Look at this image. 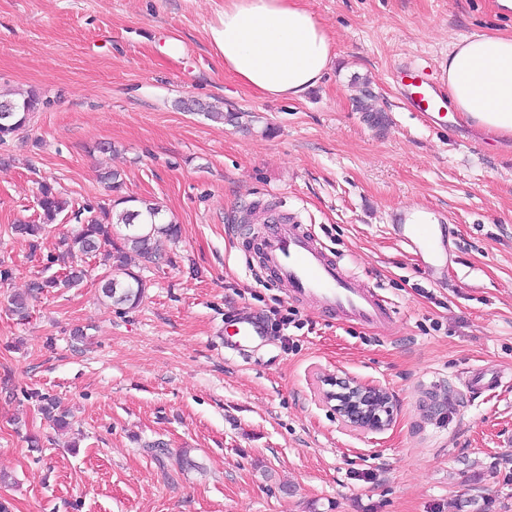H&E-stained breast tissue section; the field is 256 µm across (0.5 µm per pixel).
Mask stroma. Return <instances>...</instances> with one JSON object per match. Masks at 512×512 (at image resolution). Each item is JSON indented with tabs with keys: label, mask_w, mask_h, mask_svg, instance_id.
<instances>
[{
	"label": "stroma",
	"mask_w": 512,
	"mask_h": 512,
	"mask_svg": "<svg viewBox=\"0 0 512 512\" xmlns=\"http://www.w3.org/2000/svg\"><path fill=\"white\" fill-rule=\"evenodd\" d=\"M337 44L322 81L276 101L224 70L210 37L224 0H0V95L52 104L0 144V502L9 512H512V383L462 395L478 367L512 372V137L458 113L441 130L416 118L393 79L419 57L439 68L452 40L512 33L493 0H305ZM371 95L376 114L355 100ZM196 100L230 113L207 119ZM112 144L104 154L100 145ZM153 200L179 226L144 270L142 304L100 290L90 260L77 288L43 294L31 316L13 295L57 272L76 226L61 214L30 249L12 224L37 217L41 184L74 207ZM275 198L351 274L392 304L382 332L293 306L247 263L238 238ZM449 225L452 262L435 283L394 236L402 206ZM295 310L248 358L230 353L241 312ZM85 339L76 342L74 329ZM387 388L393 419L360 435L322 378ZM72 412L56 430L29 394ZM39 446H31L30 437ZM163 443L194 468L169 472Z\"/></svg>",
	"instance_id": "obj_1"
}]
</instances>
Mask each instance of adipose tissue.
I'll return each instance as SVG.
<instances>
[{
  "instance_id": "obj_1",
  "label": "adipose tissue",
  "mask_w": 512,
  "mask_h": 512,
  "mask_svg": "<svg viewBox=\"0 0 512 512\" xmlns=\"http://www.w3.org/2000/svg\"><path fill=\"white\" fill-rule=\"evenodd\" d=\"M210 38L224 69L270 99H299L323 78L334 42L303 0H224ZM448 106L495 136H512V34L453 40L442 64Z\"/></svg>"
}]
</instances>
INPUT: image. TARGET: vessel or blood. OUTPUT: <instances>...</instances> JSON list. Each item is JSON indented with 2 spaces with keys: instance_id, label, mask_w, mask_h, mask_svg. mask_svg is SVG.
<instances>
[{
  "instance_id": "vessel-or-blood-1",
  "label": "vessel or blood",
  "mask_w": 512,
  "mask_h": 512,
  "mask_svg": "<svg viewBox=\"0 0 512 512\" xmlns=\"http://www.w3.org/2000/svg\"><path fill=\"white\" fill-rule=\"evenodd\" d=\"M398 77L414 111L430 126L447 128L448 99L433 71L413 62L402 66ZM394 220L398 240L412 251L424 271L444 274L448 269V248L442 243L447 236L445 225L415 220L406 208L398 210ZM268 221L272 230L261 235L246 257L286 286L289 299L315 304L335 317L374 328L392 323L393 312L378 288L352 276L311 228L285 213H271ZM235 327L238 340L230 349L240 356L247 344L265 333L260 317L251 313L240 314ZM503 380V372L481 367L470 371L462 386L465 393H483L498 389Z\"/></svg>"
}]
</instances>
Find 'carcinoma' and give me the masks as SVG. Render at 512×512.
Returning a JSON list of instances; mask_svg holds the SVG:
<instances>
[{
	"label": "carcinoma",
	"mask_w": 512,
	"mask_h": 512,
	"mask_svg": "<svg viewBox=\"0 0 512 512\" xmlns=\"http://www.w3.org/2000/svg\"><path fill=\"white\" fill-rule=\"evenodd\" d=\"M6 105L13 107L12 127L9 133L0 136V143L24 127L31 114L48 108L50 100L37 91H31L17 98H1L0 107ZM37 206L36 221L11 225V232L27 241L33 251L47 227L55 223L71 203L45 183L39 189ZM85 213L89 217H83ZM73 215L78 227L63 240L65 251L61 255V273L32 281L31 294L77 287L86 276L82 262L93 257L110 269V274L101 280L103 296L129 310L137 308L145 295L146 282L132 270V263L146 268L156 263L158 243L163 238H178V225L165 219L158 204L145 199L121 197L108 204L87 203L73 211ZM40 402L41 409L56 426L64 428L69 425L70 412L59 402L43 395Z\"/></svg>",
	"instance_id": "cac0c4a2"
}]
</instances>
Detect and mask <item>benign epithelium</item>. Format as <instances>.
<instances>
[{
	"label": "benign epithelium",
	"instance_id": "1",
	"mask_svg": "<svg viewBox=\"0 0 512 512\" xmlns=\"http://www.w3.org/2000/svg\"><path fill=\"white\" fill-rule=\"evenodd\" d=\"M324 391L336 415L353 430L371 434L386 429L393 418V398L382 386L351 377L323 380Z\"/></svg>",
	"mask_w": 512,
	"mask_h": 512
}]
</instances>
